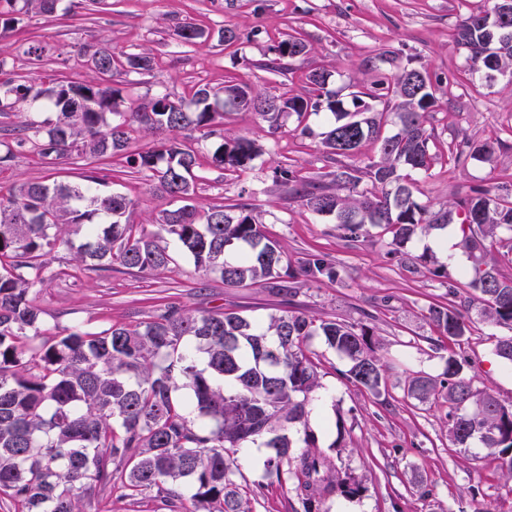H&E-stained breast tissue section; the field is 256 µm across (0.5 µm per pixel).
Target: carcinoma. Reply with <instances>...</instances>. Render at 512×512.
Instances as JSON below:
<instances>
[{"instance_id": "obj_1", "label": "carcinoma", "mask_w": 512, "mask_h": 512, "mask_svg": "<svg viewBox=\"0 0 512 512\" xmlns=\"http://www.w3.org/2000/svg\"><path fill=\"white\" fill-rule=\"evenodd\" d=\"M56 2L0 0V29L12 28L22 16L51 14ZM498 2L488 0L485 10L462 16L456 25L455 44L474 73L492 60L497 71L512 74V12L498 14ZM272 51L277 58L271 69L281 70L283 59L303 57L309 49L291 36ZM81 54L100 74L117 68L140 73L154 63L147 52L118 54L107 45ZM329 77L320 70L306 74L304 96L260 93L229 81L218 92L200 86L189 99L164 93L124 112L121 90L105 83H17L0 62L1 105L40 101L54 111L52 119L24 124L30 135L17 147L27 145L43 158L73 152L123 157L179 202L148 227L126 220L135 199L89 185L25 182L0 196V493L15 512H81L82 500L117 482L131 496L171 497L180 512H249L248 491L235 480L241 469L237 453L249 443L265 449L262 488L293 485L295 512H329L327 503L361 490L319 448L308 426L311 395L320 385L309 345L321 338L348 359L350 383L378 393L386 386L385 369L370 328L288 308L266 320L228 311L196 314L174 301L156 305L153 315L134 325L67 328L49 336L42 328L34 290L55 275L48 256L61 248L73 252L78 267L154 272L176 262L172 241L204 276L217 274L242 288L261 283L284 296L301 275L335 276L320 253L311 254L301 270L291 268L247 206L194 204L203 166L235 172L259 155L244 137L224 138L210 155L182 143L185 131L199 133L200 141L211 136L226 108L254 113L272 134L294 115L300 134L319 136L328 156H350L364 142H378V159L362 169L337 168L329 186L303 182L287 167L275 168L273 178L292 185L308 210L334 216L354 236L368 226L383 229L396 254L419 234L459 227L458 246L472 260L464 286L480 302L483 320L510 331L494 350L512 366V278L486 261V241H496L503 227L512 231V174L492 189L475 186L447 207L428 210L414 200V175L433 160L427 114L437 98L424 66L408 62L381 74L371 87L349 93V107L341 91L329 88ZM311 114L324 115L326 131L317 134L304 123ZM389 115L393 131L385 130ZM133 125L168 137L127 154ZM497 146L470 142L468 155L491 162ZM365 177L370 186L362 189ZM68 231L83 232V241L74 243ZM457 296L458 286H448L450 301L431 306L429 319L459 345L471 317L455 304ZM463 362L448 351L444 380L412 376L407 395L424 402L437 386L445 388L449 440L464 449L478 441L511 483L512 406L475 391ZM182 389L190 390L187 404L176 396ZM294 433L303 443L298 452Z\"/></svg>"}]
</instances>
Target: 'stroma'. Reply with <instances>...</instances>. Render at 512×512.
Here are the masks:
<instances>
[{"instance_id":"1","label":"stroma","mask_w":512,"mask_h":512,"mask_svg":"<svg viewBox=\"0 0 512 512\" xmlns=\"http://www.w3.org/2000/svg\"><path fill=\"white\" fill-rule=\"evenodd\" d=\"M486 0H58L56 10L20 22L0 35V61L20 81L84 83L95 74L84 65L82 48L106 44L119 52H151V71L136 74L117 69L106 82L121 90L126 104L160 93L189 96L201 86L220 89L234 80L260 91L306 93L305 72H329V86L368 87L376 79L364 60L417 58L436 90L438 105L428 115L435 132L430 149L435 161L418 178V203L439 208L464 195L470 187L499 183L512 170V78L499 77L493 87L468 80L470 62L452 38L461 15L484 8ZM190 22L209 34L208 40L187 44L177 33ZM239 39L220 40L224 28ZM303 38L311 47L292 71L263 70L259 61L288 36ZM288 118L278 133H269L248 112L229 111L223 126L209 137L214 148L222 135L254 141L261 149L251 169L227 174L207 166L200 170L195 202L202 208L248 205L276 241L291 267L309 254L328 255L334 279H298L293 296L283 297L255 285L232 288L218 275L200 278L192 260L178 256L169 269L155 273L124 270H76L73 255L62 249L51 256L56 277L37 294L44 311L43 327L54 334L66 328L99 330L112 323L146 320L160 298L170 297L195 311L233 310L252 318H267L284 308H296L316 319L370 326L379 342L377 353L386 365L381 394L357 388L343 376L347 361L314 340L319 355L322 416H310L318 444L338 467L362 485L351 499L340 498L330 512H512V489L505 484L498 460L479 444L463 449L448 439V404L442 396L421 402L405 392L416 374L441 379L446 349L428 318L430 305L445 301L450 283L459 281L461 267L446 258L423 262L431 253L427 237L417 236L396 256L390 239L369 228L350 240L330 216L310 213L273 179V170L290 165L308 180L327 181L334 170L316 138L296 132ZM499 139L495 159L448 161L449 143ZM104 178L107 189L134 198L131 223H148L174 203L147 177L113 159L105 166L73 154L45 162L19 148L0 169V191L23 181L79 182L84 176ZM205 289H198V282ZM503 328L472 315L470 331L458 352L466 360L464 373L477 391L490 392L512 405V367L494 352ZM264 451L246 449L241 481L251 489L252 512H292L297 498L292 486L262 489ZM83 512H171L164 498L151 494L120 497L105 493L85 502Z\"/></svg>"}]
</instances>
